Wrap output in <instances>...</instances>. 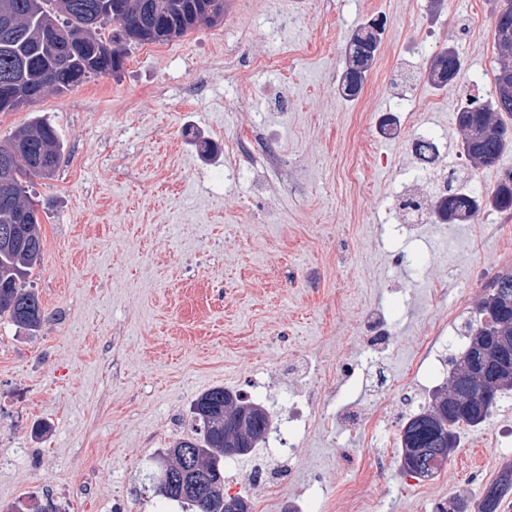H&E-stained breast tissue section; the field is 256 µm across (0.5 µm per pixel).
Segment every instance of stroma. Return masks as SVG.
I'll list each match as a JSON object with an SVG mask.
<instances>
[{"label":"stroma","instance_id":"35a3bbf8","mask_svg":"<svg viewBox=\"0 0 512 512\" xmlns=\"http://www.w3.org/2000/svg\"><path fill=\"white\" fill-rule=\"evenodd\" d=\"M499 0H224V19L161 43L130 45L121 69L74 90L0 112V142L33 118L57 131L56 174L32 178L41 261L29 281L45 320L31 333L0 318V512H168L149 479L187 434L191 406L221 386L287 416L283 397L314 391L322 423L293 460L265 466L284 501L317 479L305 512H347L342 490L373 448L336 422L344 406L377 412L390 438L448 380V361L413 371L419 325L476 316L483 287L512 255V210L480 211L440 244L434 216L399 207L431 193L444 172L467 179L455 114L485 100L496 64ZM385 21L358 97L338 88L361 25ZM451 46L464 63L436 89L428 60ZM287 56L288 70L255 67ZM446 148L422 167L419 132ZM272 145L279 170L265 165ZM241 144L237 171L224 167ZM503 225L502 240L469 251L466 237ZM426 252L421 278L396 264ZM456 272L465 309L429 297ZM376 315L405 358L364 357L363 320ZM362 358L358 383L344 364ZM512 400L460 443L431 481L400 474L396 446L363 487L387 512H435L475 498L512 449Z\"/></svg>","mask_w":512,"mask_h":512}]
</instances>
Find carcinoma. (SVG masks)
Here are the masks:
<instances>
[{
	"instance_id": "cac0c4a2",
	"label": "carcinoma",
	"mask_w": 512,
	"mask_h": 512,
	"mask_svg": "<svg viewBox=\"0 0 512 512\" xmlns=\"http://www.w3.org/2000/svg\"><path fill=\"white\" fill-rule=\"evenodd\" d=\"M104 0H0V83L8 82L13 93L37 101L31 91H70L91 77L117 72L132 42H169L185 36L200 24L216 25L224 16V0H112V19L101 17ZM115 25L106 31V25ZM57 28L76 45L68 54L59 53L43 39V32ZM497 49L494 85L487 103L469 102L456 113L464 153L480 159L477 166L488 168L512 148L507 119L512 117V74L504 75L505 55L512 52V0H501L495 16ZM380 39L358 29L346 50L345 83L363 84ZM63 146L54 127L34 118L12 139L0 144V164L8 163L10 199L0 194V226L14 225L20 237L16 245L0 244V317L18 327L38 331L44 320L38 293L27 286L31 271L40 262L42 240L35 208L27 195L29 178H50L60 163ZM485 205L496 210L512 209V172L501 175L487 193ZM440 208L450 223L473 220L481 210L473 196L452 192ZM512 302V270L499 273L488 282L479 300L489 309ZM486 313L464 326L468 346L485 343L494 330L512 343V309L495 318ZM448 382L433 392L429 401L409 415L398 438L399 470L418 480L436 477L459 445L462 425L477 427L498 406L500 398L512 394V369L495 378L481 362L465 354L448 361ZM199 436L179 438L167 449L164 465L152 474V481L165 499L187 507L190 512H223L224 449L249 454L265 440L272 427V415L264 406L246 402L237 394L214 387L193 404ZM188 457L196 470L185 479L174 480L167 462ZM512 495V462H507L471 504L461 495L440 504L436 512H502L503 502Z\"/></svg>"
}]
</instances>
